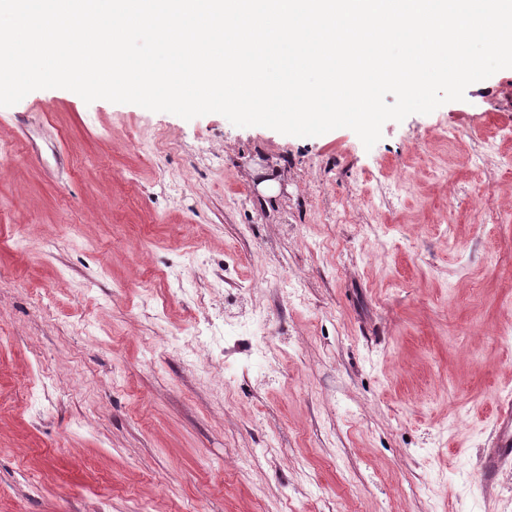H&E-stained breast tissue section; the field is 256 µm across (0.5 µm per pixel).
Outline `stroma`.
Returning <instances> with one entry per match:
<instances>
[{
    "mask_svg": "<svg viewBox=\"0 0 512 512\" xmlns=\"http://www.w3.org/2000/svg\"><path fill=\"white\" fill-rule=\"evenodd\" d=\"M2 143L0 512H512V69L369 150L60 88ZM495 427V438L487 448L480 471L485 483H493L503 467L512 462V400L504 401L497 410Z\"/></svg>",
    "mask_w": 512,
    "mask_h": 512,
    "instance_id": "1",
    "label": "stroma"
}]
</instances>
